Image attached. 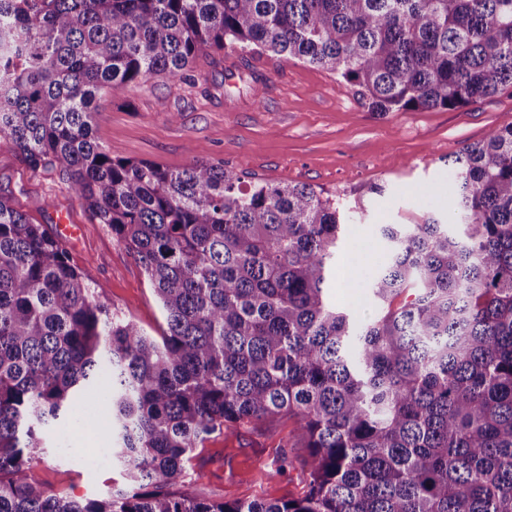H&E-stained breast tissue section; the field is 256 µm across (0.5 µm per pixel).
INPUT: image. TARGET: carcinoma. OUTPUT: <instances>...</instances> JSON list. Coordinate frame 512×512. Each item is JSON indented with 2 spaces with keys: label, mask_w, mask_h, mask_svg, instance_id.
Returning a JSON list of instances; mask_svg holds the SVG:
<instances>
[{
  "label": "carcinoma",
  "mask_w": 512,
  "mask_h": 512,
  "mask_svg": "<svg viewBox=\"0 0 512 512\" xmlns=\"http://www.w3.org/2000/svg\"><path fill=\"white\" fill-rule=\"evenodd\" d=\"M325 68L374 112L512 90V0H0V142L55 170L141 265L166 328L94 296L92 267L0 196V512H512V124L448 162L447 220L384 224L380 305L327 300L346 210L222 161L114 158L91 119L207 49ZM126 485H42L47 431L99 389ZM295 419L282 501L183 491L213 434Z\"/></svg>",
  "instance_id": "cac0c4a2"
}]
</instances>
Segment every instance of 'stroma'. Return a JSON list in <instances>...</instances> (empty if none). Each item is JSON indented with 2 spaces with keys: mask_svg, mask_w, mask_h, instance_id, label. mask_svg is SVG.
Masks as SVG:
<instances>
[{
  "mask_svg": "<svg viewBox=\"0 0 512 512\" xmlns=\"http://www.w3.org/2000/svg\"><path fill=\"white\" fill-rule=\"evenodd\" d=\"M239 60L211 49L182 75L150 79L119 98L103 95L94 115L96 137L116 158L171 170L193 158L220 159L248 183H306L339 197L356 220L346 225L336 250V286L328 298L356 323L373 320L378 305L362 273L387 259L380 225L446 217L454 207L449 160L512 123V91L459 109L374 112L332 72L255 54L250 62L266 81L258 102L239 81L224 80ZM377 184L383 194L372 193ZM0 195L44 228H53L61 213L78 225V237L66 245L71 263L93 266L96 297L158 334L163 314L142 267L56 173L32 172L0 143ZM303 455L289 418L244 426L228 438L215 434L192 461L204 479L185 489L226 502L296 498L307 484ZM35 474L46 488L85 500L125 484L110 435L87 423L82 411L48 432Z\"/></svg>",
  "mask_w": 512,
  "mask_h": 512,
  "instance_id": "35a3bbf8",
  "label": "stroma"
}]
</instances>
